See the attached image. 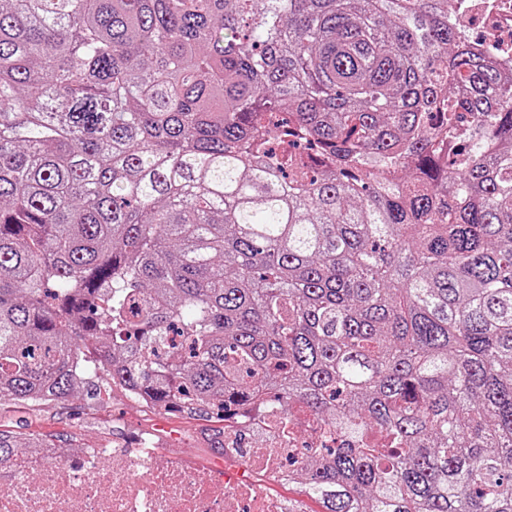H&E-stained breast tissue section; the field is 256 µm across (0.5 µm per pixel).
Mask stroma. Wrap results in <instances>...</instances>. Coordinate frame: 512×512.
<instances>
[{
    "label": "stroma",
    "instance_id": "35a3bbf8",
    "mask_svg": "<svg viewBox=\"0 0 512 512\" xmlns=\"http://www.w3.org/2000/svg\"><path fill=\"white\" fill-rule=\"evenodd\" d=\"M97 384V396L82 390L63 405L2 406L0 429L21 442L37 436L59 448H160L209 471L235 469V460L213 446L215 433L224 428L217 416L147 406L103 374Z\"/></svg>",
    "mask_w": 512,
    "mask_h": 512
}]
</instances>
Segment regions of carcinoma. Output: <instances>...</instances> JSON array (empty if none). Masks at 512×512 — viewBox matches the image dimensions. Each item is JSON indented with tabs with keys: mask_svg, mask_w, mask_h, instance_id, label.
I'll return each mask as SVG.
<instances>
[{
	"mask_svg": "<svg viewBox=\"0 0 512 512\" xmlns=\"http://www.w3.org/2000/svg\"><path fill=\"white\" fill-rule=\"evenodd\" d=\"M497 54L448 0H6L0 405L98 364L326 424L288 465L323 512H512Z\"/></svg>",
	"mask_w": 512,
	"mask_h": 512,
	"instance_id": "carcinoma-1",
	"label": "carcinoma"
}]
</instances>
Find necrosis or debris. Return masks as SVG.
<instances>
[{
  "mask_svg": "<svg viewBox=\"0 0 512 512\" xmlns=\"http://www.w3.org/2000/svg\"><path fill=\"white\" fill-rule=\"evenodd\" d=\"M466 36L498 44L512 64V0H454ZM250 442L227 445L236 474H215L154 450L42 448L0 465V512H282L266 477L289 457L324 444L323 426L296 438L271 411L254 410L238 425Z\"/></svg>",
  "mask_w": 512,
  "mask_h": 512,
  "instance_id": "4bbe7bcc",
  "label": "necrosis or debris"
}]
</instances>
